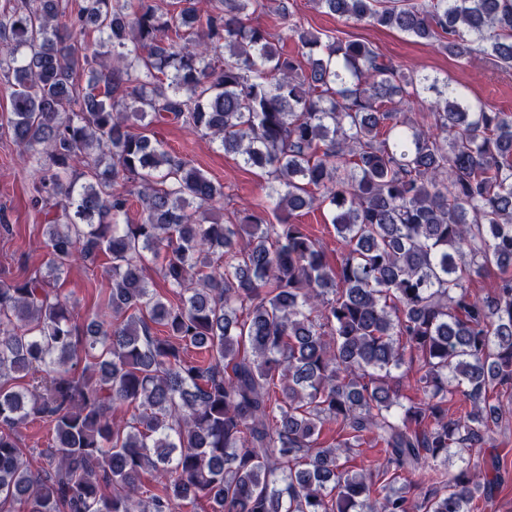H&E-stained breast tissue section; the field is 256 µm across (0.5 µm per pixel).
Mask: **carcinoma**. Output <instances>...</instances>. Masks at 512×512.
<instances>
[{"instance_id":"cac0c4a2","label":"carcinoma","mask_w":512,"mask_h":512,"mask_svg":"<svg viewBox=\"0 0 512 512\" xmlns=\"http://www.w3.org/2000/svg\"><path fill=\"white\" fill-rule=\"evenodd\" d=\"M198 2L13 0L0 14L7 124L35 161L49 255L0 278V505L475 512L500 462L448 458L509 411L496 392L512 385V113L323 38L286 0L275 36L249 22L259 0H210L204 16ZM314 4L512 68V0ZM290 39L307 65L278 46ZM161 120L259 170L267 204L198 217L224 186L148 135ZM132 196L141 219L122 226ZM314 209L344 246L334 267L293 222ZM101 257L110 292L79 325L57 285ZM490 265L496 287L478 296L471 277ZM407 362L424 398L405 404L390 380ZM37 420L54 438L34 470L20 429ZM367 442L377 465L350 470Z\"/></svg>"}]
</instances>
